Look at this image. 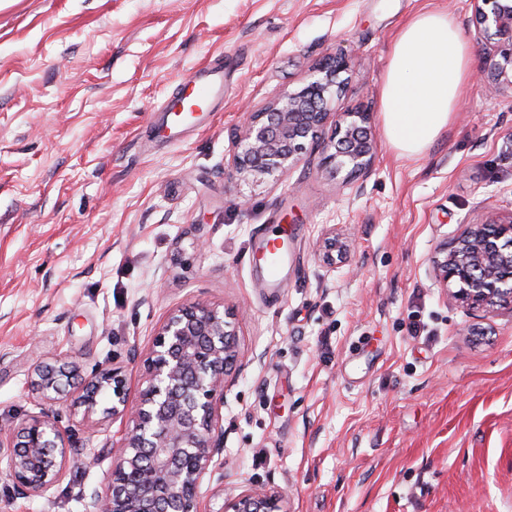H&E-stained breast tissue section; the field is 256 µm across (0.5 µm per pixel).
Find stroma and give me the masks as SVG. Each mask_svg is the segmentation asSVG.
I'll use <instances>...</instances> for the list:
<instances>
[{"label": "stroma", "instance_id": "obj_1", "mask_svg": "<svg viewBox=\"0 0 512 512\" xmlns=\"http://www.w3.org/2000/svg\"><path fill=\"white\" fill-rule=\"evenodd\" d=\"M423 10L455 18L479 67L473 0H0V428L61 354L85 382L122 367L137 400L159 325L200 301L232 318L240 359L203 512L245 489L287 491L286 512H512V311L449 302L432 273L464 225L512 211V91L469 80L441 136L399 156L384 79ZM340 53L330 109L369 113V167L334 173L331 121L286 177L225 168L243 107ZM206 64L223 101L170 134L160 105ZM283 232L272 288L252 248ZM57 412L75 464L26 499L0 474V512H84L101 484L125 419Z\"/></svg>", "mask_w": 512, "mask_h": 512}]
</instances>
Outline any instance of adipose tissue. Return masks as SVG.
I'll list each match as a JSON object with an SVG mask.
<instances>
[{"label": "adipose tissue", "instance_id": "ef3b65f1", "mask_svg": "<svg viewBox=\"0 0 512 512\" xmlns=\"http://www.w3.org/2000/svg\"><path fill=\"white\" fill-rule=\"evenodd\" d=\"M469 78V48L456 20L416 14L393 44L382 96L384 130L398 155H420L447 129Z\"/></svg>", "mask_w": 512, "mask_h": 512}]
</instances>
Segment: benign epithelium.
I'll return each mask as SVG.
<instances>
[{
  "label": "benign epithelium",
  "mask_w": 512,
  "mask_h": 512,
  "mask_svg": "<svg viewBox=\"0 0 512 512\" xmlns=\"http://www.w3.org/2000/svg\"><path fill=\"white\" fill-rule=\"evenodd\" d=\"M475 2L486 45L478 79L495 91L512 88V0ZM350 66L348 57L334 55L312 68L302 89L275 95L263 112L246 113L227 167L253 181L287 175L332 116L329 106L343 91L342 74ZM367 123L366 112L341 113L335 136L324 145L335 172L369 166L373 147ZM433 271L450 302L512 308V212L489 209L481 222L465 225L435 257ZM238 358L233 322L208 303L192 302L173 310L159 326L144 363L146 387L132 408L120 367L101 370L73 399L74 372L65 358L36 366L30 387L38 411L0 431V458L6 459L17 495L43 496L64 478L73 448L54 406L68 402L86 420L99 411L127 418L101 488L81 494L85 512H202L200 488L216 470L215 457L224 443L219 405ZM103 397L115 402L100 410ZM285 498L278 490L245 489L224 498V512H284Z\"/></svg>",
  "instance_id": "benign-epithelium-1"
}]
</instances>
